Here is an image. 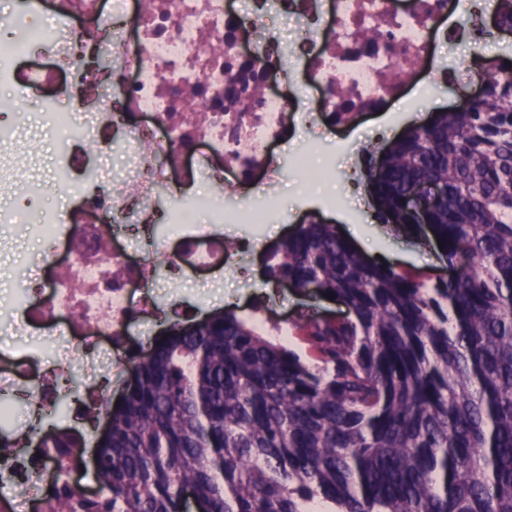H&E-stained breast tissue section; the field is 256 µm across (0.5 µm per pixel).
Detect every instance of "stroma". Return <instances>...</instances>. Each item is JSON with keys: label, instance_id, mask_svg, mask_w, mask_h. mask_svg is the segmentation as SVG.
<instances>
[{"label": "stroma", "instance_id": "35a3bbf8", "mask_svg": "<svg viewBox=\"0 0 512 512\" xmlns=\"http://www.w3.org/2000/svg\"><path fill=\"white\" fill-rule=\"evenodd\" d=\"M454 89L430 93L420 106L411 112L403 106H394L391 125L394 133H403L408 127L425 123L433 112L457 104ZM376 120L367 115L353 124L326 127L324 135H316L306 128H297L287 146L276 154V161L286 173L273 188L277 206L288 219L282 224H226L221 233L227 240L241 237L258 239L255 253L241 257L238 267L222 272L198 273L195 281L183 288H161L157 291L160 306L172 300H184L194 307V319L205 317L217 308H229L237 314L261 319L267 332L282 333L284 321H296L301 315L314 311L344 315L343 305L327 299H313L297 294L293 289L269 288L263 274L264 259L284 237L297 226L315 219L339 227L362 253L379 258L397 272L433 278L446 265L444 257L432 244L414 237L391 232L379 223L369 205V195L359 176L371 163L367 154L375 144ZM40 149L32 155L26 170L27 178L46 184L47 192L27 211L28 222L36 221L40 212L61 210L68 204V195L53 187L52 170L57 155V139L47 128L36 122L20 124L11 151L24 152L30 143ZM311 147L316 163H334L336 178L328 184L306 181L304 175L288 170L293 149L299 145ZM0 308L9 307L18 271L41 266L50 252L49 241L32 239L26 224L0 225Z\"/></svg>", "mask_w": 512, "mask_h": 512}]
</instances>
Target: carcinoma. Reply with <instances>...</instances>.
Segmentation results:
<instances>
[{
  "mask_svg": "<svg viewBox=\"0 0 512 512\" xmlns=\"http://www.w3.org/2000/svg\"><path fill=\"white\" fill-rule=\"evenodd\" d=\"M495 24L512 28V0ZM492 61L468 111H437L365 171L375 217L417 229L419 183L458 280L402 274L334 224H302L267 276L332 295L349 316L296 323L311 365L233 310L174 324L127 359L96 446L99 494L59 468L54 512H512V72ZM83 462L77 435L43 432Z\"/></svg>",
  "mask_w": 512,
  "mask_h": 512,
  "instance_id": "carcinoma-1",
  "label": "carcinoma"
}]
</instances>
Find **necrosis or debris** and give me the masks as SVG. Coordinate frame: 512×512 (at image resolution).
<instances>
[{
    "mask_svg": "<svg viewBox=\"0 0 512 512\" xmlns=\"http://www.w3.org/2000/svg\"><path fill=\"white\" fill-rule=\"evenodd\" d=\"M143 19L140 0H18L0 14V84L15 97L0 112L44 93L42 124L60 143L56 183L76 206L43 212L32 232L58 244L45 261L51 278L23 273L13 308L17 341L0 351V389L23 384L30 405L60 406L88 436L108 394L102 365L147 326L155 303L147 289L159 266L171 281L224 270L232 256L210 225L268 224L270 188L282 176L274 148L291 124L316 127L327 112L411 109L418 92L445 80L436 54L458 37L473 0H168ZM295 23L281 45L271 23ZM250 59L278 90L244 110L173 112L171 100L205 81L213 90L242 82ZM350 90L341 100L340 90ZM205 181L209 190L178 195L164 214L173 251L119 240L122 229L151 226L155 200L171 182ZM70 225L61 235L60 225ZM84 354L78 397L64 400L62 379ZM63 457L39 442L0 437V499L11 512H51L50 477Z\"/></svg>",
    "mask_w": 512,
    "mask_h": 512,
    "instance_id": "4bbe7bcc",
    "label": "necrosis or debris"
}]
</instances>
